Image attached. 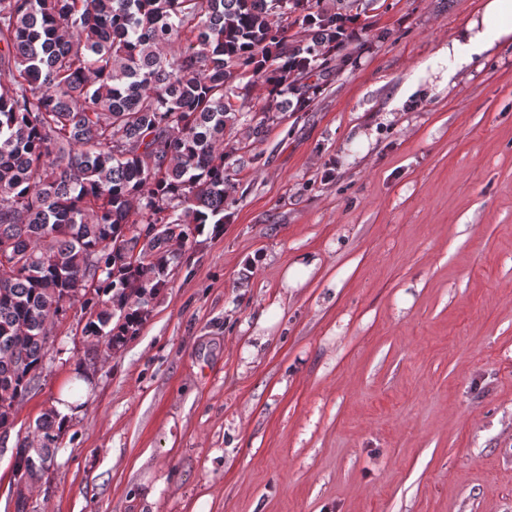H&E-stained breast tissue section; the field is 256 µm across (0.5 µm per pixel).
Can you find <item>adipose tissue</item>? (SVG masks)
I'll list each match as a JSON object with an SVG mask.
<instances>
[{"label":"adipose tissue","instance_id":"ef3b65f1","mask_svg":"<svg viewBox=\"0 0 512 512\" xmlns=\"http://www.w3.org/2000/svg\"><path fill=\"white\" fill-rule=\"evenodd\" d=\"M512 44V0H482L478 18L452 36L441 51L448 78L469 66L475 57Z\"/></svg>","mask_w":512,"mask_h":512}]
</instances>
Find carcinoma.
<instances>
[{
  "mask_svg": "<svg viewBox=\"0 0 512 512\" xmlns=\"http://www.w3.org/2000/svg\"><path fill=\"white\" fill-rule=\"evenodd\" d=\"M346 0H0V405L43 373L48 322L136 336L178 265L175 245L224 228L239 143L224 139L260 84L249 129L310 110L346 59ZM52 411L16 444L33 486L56 461Z\"/></svg>",
  "mask_w": 512,
  "mask_h": 512,
  "instance_id": "1",
  "label": "carcinoma"
}]
</instances>
